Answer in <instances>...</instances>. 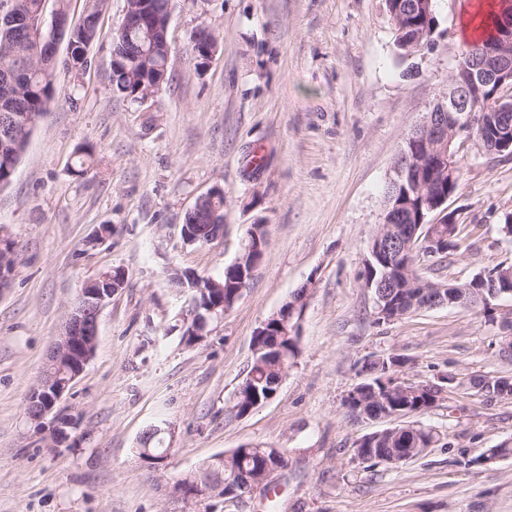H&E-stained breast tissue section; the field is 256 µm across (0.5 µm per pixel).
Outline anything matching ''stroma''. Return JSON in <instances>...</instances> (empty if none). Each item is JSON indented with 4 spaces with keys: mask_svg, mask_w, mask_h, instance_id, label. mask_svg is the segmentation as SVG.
<instances>
[{
    "mask_svg": "<svg viewBox=\"0 0 512 512\" xmlns=\"http://www.w3.org/2000/svg\"><path fill=\"white\" fill-rule=\"evenodd\" d=\"M479 2L432 0L433 42L404 58L385 0H172L169 82L141 104L113 90L125 0H107L87 69H58L51 109L0 188V235L20 250L0 292V512H512V457L481 462L512 442V396L491 400L470 385L512 368L497 348L512 297L488 313L439 307L379 324L364 286L394 161L446 98ZM201 27L221 47L199 71L186 49ZM82 144L94 165L80 176ZM460 155L448 207L461 247L452 262L425 257L420 268L463 281L512 262L501 231L512 156H487L472 139ZM215 188L223 232L187 244L185 215ZM257 223L267 247L241 299L203 342L186 344L191 295L170 271L222 276ZM105 224L111 236L90 246ZM113 267L126 284L59 404L78 427L57 442L53 418L29 421L26 404L85 283ZM303 287L297 359L272 400L236 415L257 328ZM390 352L406 360L402 381L456 379L440 406L410 418L442 443L397 468L356 458V442L387 424L344 409L361 362ZM155 426L168 448L156 468L137 453ZM248 443L286 449L274 493L203 505L169 495L176 477Z\"/></svg>",
    "mask_w": 512,
    "mask_h": 512,
    "instance_id": "obj_1",
    "label": "stroma"
}]
</instances>
